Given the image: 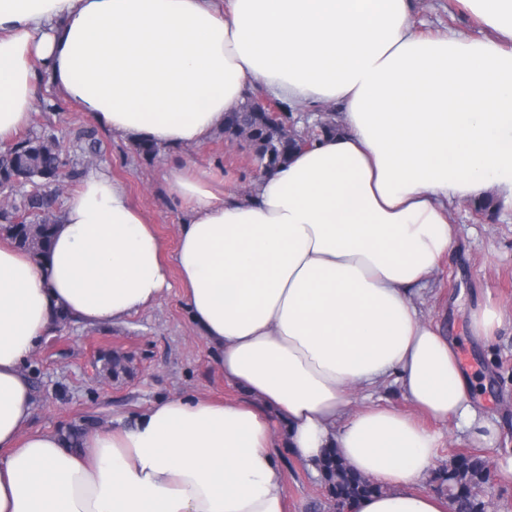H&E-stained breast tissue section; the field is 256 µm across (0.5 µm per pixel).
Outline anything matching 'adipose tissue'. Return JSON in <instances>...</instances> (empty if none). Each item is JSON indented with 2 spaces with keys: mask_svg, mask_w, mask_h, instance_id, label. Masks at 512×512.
I'll return each mask as SVG.
<instances>
[{
  "mask_svg": "<svg viewBox=\"0 0 512 512\" xmlns=\"http://www.w3.org/2000/svg\"><path fill=\"white\" fill-rule=\"evenodd\" d=\"M462 2L480 35L414 34L412 0H0V144L30 124L42 72L101 127L171 149L222 129L252 84L339 111L243 198L175 163L173 259L105 168L67 197L44 256L0 243V512H286L277 423L299 464L334 448L382 484L350 512H448L412 488L438 434L351 404L393 377L434 420L497 437L413 302L457 246L450 206L512 196V0ZM175 273L243 400L161 399L76 448L32 428L23 367L58 315L121 320Z\"/></svg>",
  "mask_w": 512,
  "mask_h": 512,
  "instance_id": "adipose-tissue-1",
  "label": "adipose tissue"
}]
</instances>
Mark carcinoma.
I'll use <instances>...</instances> for the list:
<instances>
[{
	"instance_id": "carcinoma-1",
	"label": "carcinoma",
	"mask_w": 512,
	"mask_h": 512,
	"mask_svg": "<svg viewBox=\"0 0 512 512\" xmlns=\"http://www.w3.org/2000/svg\"><path fill=\"white\" fill-rule=\"evenodd\" d=\"M248 116L250 142L261 161L272 166L286 161L297 146L282 136L281 130L268 123L263 114L245 107L224 117V127L234 125L242 116ZM65 162L54 137L26 135L8 151L0 154V189L15 186L21 175L38 177L49 187L64 177L75 180L80 172H64ZM55 221L49 217V198L44 193L25 195L20 202L0 208V233L20 250L38 257L48 249ZM328 495L336 505L348 506L353 500L379 493L383 486L353 471L334 450L329 451L318 464ZM488 465L479 455H458L448 468L437 472L434 481L445 492L453 512H485V502L477 489L486 483Z\"/></svg>"
}]
</instances>
